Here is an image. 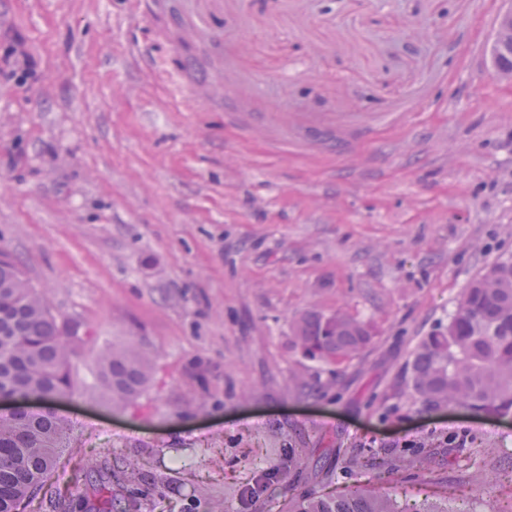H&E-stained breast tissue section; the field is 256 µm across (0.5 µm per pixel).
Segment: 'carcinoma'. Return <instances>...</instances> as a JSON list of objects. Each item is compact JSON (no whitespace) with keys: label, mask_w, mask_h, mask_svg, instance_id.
Segmentation results:
<instances>
[{"label":"carcinoma","mask_w":512,"mask_h":512,"mask_svg":"<svg viewBox=\"0 0 512 512\" xmlns=\"http://www.w3.org/2000/svg\"><path fill=\"white\" fill-rule=\"evenodd\" d=\"M301 354L320 362L359 359L373 340L370 324L347 314H303L293 328ZM84 338L70 336L47 301L32 288L17 261L0 262V390L44 401L38 410L0 411V512H18L54 468L68 423L52 407L73 389L71 365ZM150 365L137 349L112 348L102 357L100 382L112 407L125 408L145 391ZM411 388L424 408L460 406L512 414V259L499 260L472 281L448 326L423 336L411 361ZM417 467L422 460L400 450L383 458L349 460L361 472ZM138 466L122 461L118 470L88 475L98 512H111L105 496L112 484L132 482ZM284 512H402L396 499L371 483L345 494L291 497Z\"/></svg>","instance_id":"cac0c4a2"}]
</instances>
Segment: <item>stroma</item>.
I'll use <instances>...</instances> for the list:
<instances>
[{
    "mask_svg": "<svg viewBox=\"0 0 512 512\" xmlns=\"http://www.w3.org/2000/svg\"><path fill=\"white\" fill-rule=\"evenodd\" d=\"M511 6L0 0V52L19 41L37 63L26 85L0 78V248L92 332L56 405L71 439L22 512H85L88 464L118 457L142 468L112 489L124 512H239L292 448L336 470L276 479L249 510L276 512L348 491L339 453L413 438L428 470L370 477L405 510L512 502V421L425 411L409 387L418 340L512 259V83L488 53ZM306 311L375 338L351 362L305 359ZM115 345L152 366L124 411L97 385Z\"/></svg>",
    "mask_w": 512,
    "mask_h": 512,
    "instance_id": "35a3bbf8",
    "label": "stroma"
}]
</instances>
